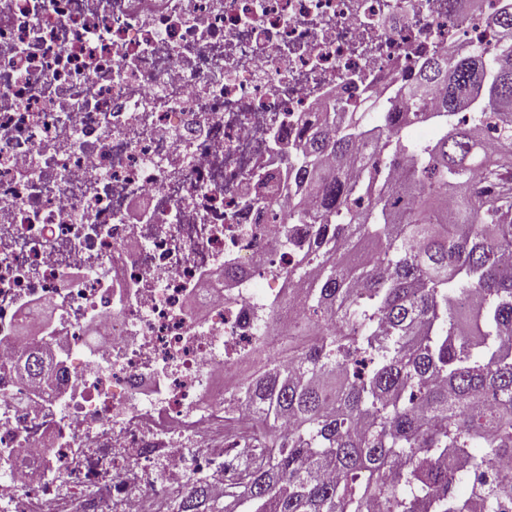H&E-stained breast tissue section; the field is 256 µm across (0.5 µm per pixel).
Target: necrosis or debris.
Masks as SVG:
<instances>
[{
    "instance_id": "necrosis-or-debris-1",
    "label": "necrosis or debris",
    "mask_w": 512,
    "mask_h": 512,
    "mask_svg": "<svg viewBox=\"0 0 512 512\" xmlns=\"http://www.w3.org/2000/svg\"><path fill=\"white\" fill-rule=\"evenodd\" d=\"M505 2L0 0L5 512L223 496L260 310L301 311L282 227L302 121L454 45L493 55ZM36 347L46 385L16 368Z\"/></svg>"
}]
</instances>
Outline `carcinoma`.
I'll list each match as a JSON object with an SVG mask.
<instances>
[{
  "mask_svg": "<svg viewBox=\"0 0 512 512\" xmlns=\"http://www.w3.org/2000/svg\"><path fill=\"white\" fill-rule=\"evenodd\" d=\"M334 107L288 187L311 227L288 272L301 343L227 399L258 420L241 481L177 512H512V149L488 136L512 142V42ZM420 120L436 141L408 137Z\"/></svg>",
  "mask_w": 512,
  "mask_h": 512,
  "instance_id": "1",
  "label": "carcinoma"
}]
</instances>
